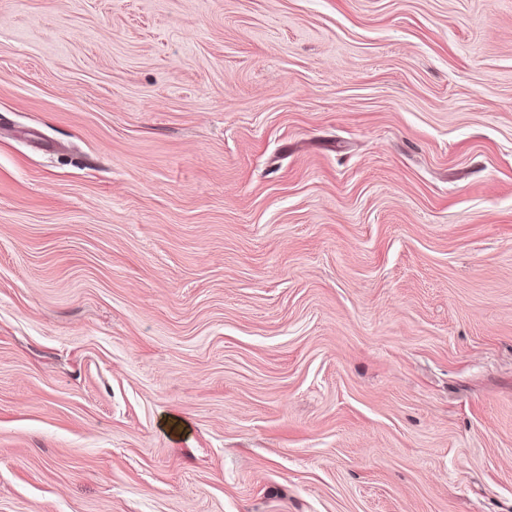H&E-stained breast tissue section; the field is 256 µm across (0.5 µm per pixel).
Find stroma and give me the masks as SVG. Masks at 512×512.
<instances>
[{"label":"stroma","mask_w":512,"mask_h":512,"mask_svg":"<svg viewBox=\"0 0 512 512\" xmlns=\"http://www.w3.org/2000/svg\"><path fill=\"white\" fill-rule=\"evenodd\" d=\"M0 512H512V0H0Z\"/></svg>","instance_id":"obj_1"}]
</instances>
